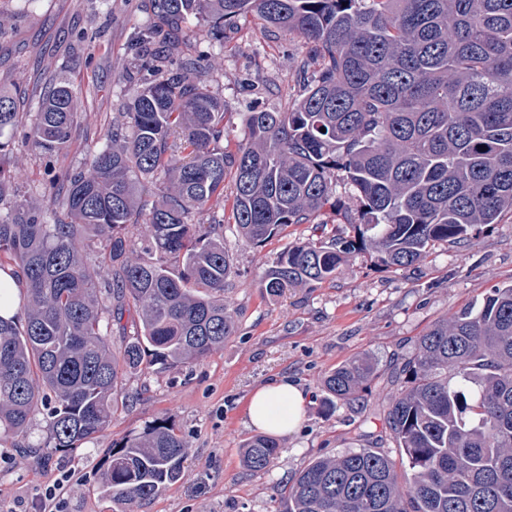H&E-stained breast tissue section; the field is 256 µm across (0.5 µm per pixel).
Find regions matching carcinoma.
Returning a JSON list of instances; mask_svg holds the SVG:
<instances>
[{"mask_svg":"<svg viewBox=\"0 0 512 512\" xmlns=\"http://www.w3.org/2000/svg\"><path fill=\"white\" fill-rule=\"evenodd\" d=\"M161 20L131 49L150 76L89 169L52 174L39 201L0 213V270L23 276L21 314L0 316V434L44 416L53 447L103 431L127 369L178 366L234 333L224 283L234 273L224 225L260 246L336 205V174L355 191V239L280 252L259 287L269 297L336 278L344 255L372 250L409 267L438 242L470 239L512 213V0H149ZM252 13L271 32L309 44L301 97L249 113L246 142L224 146V98L207 55L175 38L202 18L209 41ZM35 120L0 94V205L13 192L8 146L22 133L40 152L67 150L84 117L70 84L48 80ZM200 223L195 217L224 207ZM56 207L52 224L43 204ZM130 224L146 251L131 258ZM109 247L107 299L121 337L101 329L98 268L79 243ZM130 318L131 324L124 323ZM407 385L385 424L400 458L371 448L321 457L281 494L283 512H512V282L497 285L419 337ZM367 357L324 379L331 405L362 400ZM281 453L260 434L252 471ZM186 441L164 420L126 436L99 470L103 494L126 512L183 475Z\"/></svg>","mask_w":512,"mask_h":512,"instance_id":"carcinoma-1","label":"carcinoma"}]
</instances>
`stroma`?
I'll return each mask as SVG.
<instances>
[{
    "label": "stroma",
    "mask_w": 512,
    "mask_h": 512,
    "mask_svg": "<svg viewBox=\"0 0 512 512\" xmlns=\"http://www.w3.org/2000/svg\"><path fill=\"white\" fill-rule=\"evenodd\" d=\"M151 21L145 0H0V91L23 97L25 111L33 112L37 79L62 78L87 114L70 148L55 156L15 139L14 200L40 199L51 170L88 168L113 116L141 83L130 40ZM191 28L194 35L181 48L212 56L230 148L244 143L256 100L276 111L302 95L296 69L308 48L301 36H270L250 13L220 45L203 40V23ZM79 31L87 39H76ZM314 236L313 225L294 224L255 247L225 225L224 247L235 272L224 301L234 315V335L205 358L127 371L112 422L80 447L53 448L40 415L26 434L1 437L0 512H34L40 494L58 481L72 512H118L101 492L97 472L122 438L161 420L174 423L188 444L184 475L134 512H278V490L314 459L370 446L397 455L384 414L406 382L403 364L435 321L512 281V213L468 243L435 244L414 266L388 268L372 252L356 250L334 281L266 297L259 287L265 269L280 251ZM362 354L376 359L377 372L361 403L325 404L326 375ZM280 376L298 383L310 402L298 429L281 437L278 460L254 472L243 463V449L256 433L246 403L256 388Z\"/></svg>",
    "instance_id": "obj_1"
}]
</instances>
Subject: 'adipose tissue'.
<instances>
[{
	"label": "adipose tissue",
	"instance_id": "obj_1",
	"mask_svg": "<svg viewBox=\"0 0 512 512\" xmlns=\"http://www.w3.org/2000/svg\"><path fill=\"white\" fill-rule=\"evenodd\" d=\"M307 396L295 382L277 377L254 390L247 404L248 423L272 435L294 432L302 419Z\"/></svg>",
	"mask_w": 512,
	"mask_h": 512
}]
</instances>
